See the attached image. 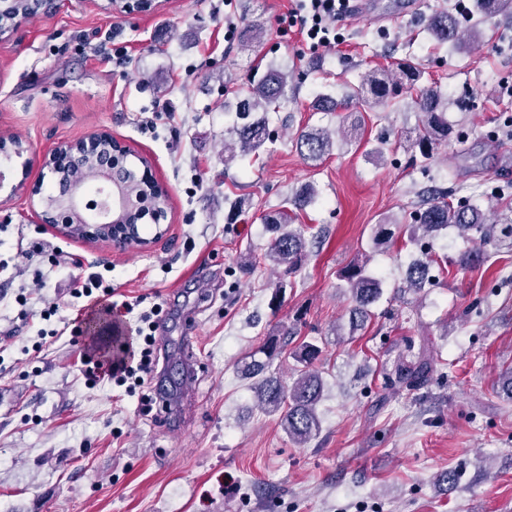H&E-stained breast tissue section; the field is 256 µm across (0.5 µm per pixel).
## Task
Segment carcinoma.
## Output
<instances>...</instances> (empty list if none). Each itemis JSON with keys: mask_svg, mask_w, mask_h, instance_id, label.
<instances>
[{"mask_svg": "<svg viewBox=\"0 0 512 512\" xmlns=\"http://www.w3.org/2000/svg\"><path fill=\"white\" fill-rule=\"evenodd\" d=\"M477 11L483 17H494L512 11V0H476ZM32 0H8L0 7V35L14 25L19 16L33 12ZM426 31L438 44L470 47L478 44L482 31L480 23L464 28L457 19L447 13H440L429 20ZM291 75L288 70L270 64L263 75L247 86L235 103L233 124L224 130V157L256 155L273 142L269 131L267 113L279 111L288 103V88ZM416 92L415 104L422 114L418 134L410 147L417 150L422 158V167H427L440 147L448 145L453 134V124L448 120V100L434 86L421 84V71L408 62H397L389 69H375L361 75L358 84L341 100L323 99L321 109L334 112L355 104L372 109L385 107L402 90ZM334 140L326 130L305 131L298 135L296 146L299 153L311 159H318L330 153ZM85 158L81 167H69L70 178L80 182L84 188L91 187L90 178L94 175L90 163ZM502 217L494 207L484 209L466 201L452 204L446 194L439 190L427 192L418 207L404 213L402 219L387 217L373 226L372 241L376 246H384L393 240L394 228L405 225L411 231V239L418 242L424 238H434L442 231L453 227L458 234L472 242L460 259L464 267H479L487 262L488 256L481 247L491 229L500 227V235L512 241V224L501 223ZM264 223L273 234L265 259L273 266L283 268V274L291 276L303 266L310 241L305 237V229L292 224L288 207L264 216ZM437 263L432 254L421 252L406 269L404 288L417 293L432 281V270ZM345 282L343 297L348 313V325L337 326V333L347 331L352 336L364 326L371 316L373 306L383 295L382 282L366 269V264L353 262L339 273ZM286 353L285 344L270 337L264 341L258 354L250 356L241 373L252 381L253 392L260 409L270 415H279L289 439L303 445L320 432L317 405L324 392V381L316 370L300 372L290 385L285 384L276 373L268 371L271 362ZM431 371L429 356L423 354L416 362H400L396 366L394 383L408 386H421L428 381Z\"/></svg>", "mask_w": 512, "mask_h": 512, "instance_id": "1", "label": "carcinoma"}]
</instances>
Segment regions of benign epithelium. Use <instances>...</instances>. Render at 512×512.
Here are the masks:
<instances>
[{
	"instance_id": "7a95c632",
	"label": "benign epithelium",
	"mask_w": 512,
	"mask_h": 512,
	"mask_svg": "<svg viewBox=\"0 0 512 512\" xmlns=\"http://www.w3.org/2000/svg\"><path fill=\"white\" fill-rule=\"evenodd\" d=\"M155 0H112V10L119 13L131 11L146 12L152 9ZM110 143V151L106 154L97 153V170L100 184L105 192L100 202L87 199L81 183L70 181L60 188V196L68 203V210L80 212L89 216L85 224H63L60 214L40 211L37 213L39 223L60 229L69 238L85 242H111L116 246L130 245L147 247L151 239L162 237L167 226L163 221L167 218L168 197L157 184L153 176V167L146 158H141V167L137 169L138 180L154 188L161 204L150 211H145L139 200L125 192L127 181L123 168L118 166V159L128 158L131 154L129 147L112 136L102 133L89 136L60 146L53 150L44 161L46 172L42 177L54 173L60 174L62 168L69 164L74 157L89 153L97 148L100 142ZM154 224L153 238L144 237L142 224Z\"/></svg>"
}]
</instances>
